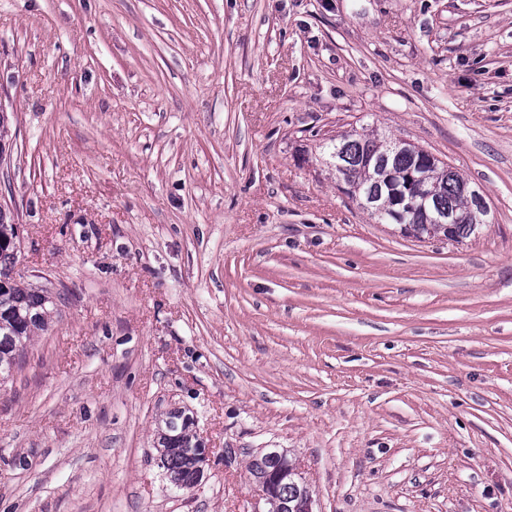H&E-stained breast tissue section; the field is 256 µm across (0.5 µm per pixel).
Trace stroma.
<instances>
[{
	"mask_svg": "<svg viewBox=\"0 0 512 512\" xmlns=\"http://www.w3.org/2000/svg\"><path fill=\"white\" fill-rule=\"evenodd\" d=\"M0 105L17 268L60 297L0 386V512H253L267 448L314 512H512V0H0ZM354 129L489 223H378L327 163ZM193 425L192 417L185 415L182 411L174 410L169 413L164 421V429L158 432L157 446L159 448H156V450L160 456L159 465L165 470V475L169 481L176 487L180 486L174 481L180 482L183 485L182 488L187 489L198 483L199 469L197 465L199 460L197 459L198 452L196 448L202 450L200 455L202 476L200 475V479L204 475V465L209 462L211 450L206 448L202 437L200 442L204 444L205 448L201 446L196 433L193 432Z\"/></svg>",
	"mask_w": 512,
	"mask_h": 512,
	"instance_id": "obj_1",
	"label": "stroma"
}]
</instances>
